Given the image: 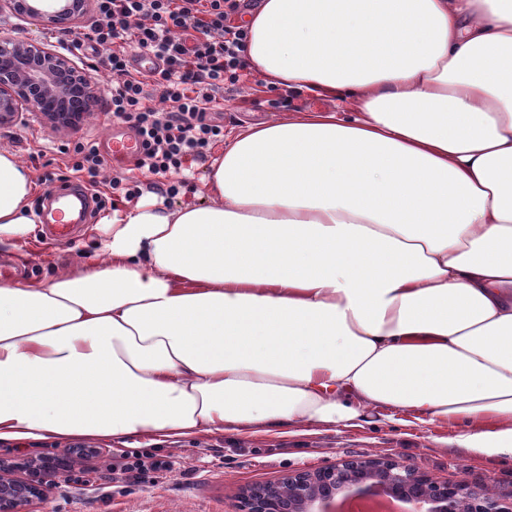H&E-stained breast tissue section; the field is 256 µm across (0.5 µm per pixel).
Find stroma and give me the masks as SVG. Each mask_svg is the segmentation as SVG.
Masks as SVG:
<instances>
[{"label":"stroma","instance_id":"35a3bbf8","mask_svg":"<svg viewBox=\"0 0 512 512\" xmlns=\"http://www.w3.org/2000/svg\"><path fill=\"white\" fill-rule=\"evenodd\" d=\"M50 23L0 11V38L37 41L62 50ZM334 101L301 91L283 92L265 83L247 81L225 92L224 104L213 112L225 133L287 118L294 112L335 109ZM112 127L102 108H95L75 131L61 133L42 117L23 111L17 121L0 128V149L13 152L35 178V197L52 187L48 174H66L68 157L61 143L80 138L103 139ZM53 158L52 168L42 165ZM102 215L88 227L76 228L51 244L31 226L18 246H0V265L8 281H44L59 273H74L90 263L102 234ZM447 427L423 424L411 415L376 425L336 429H282L254 436L212 433L186 439L136 435L120 441L59 438L1 441L0 460L19 461L60 456L70 449H94V456L74 458L60 473L46 479L44 498L21 512H237L243 488L277 481L282 475L319 468L350 458L389 457L439 481L466 479L487 487L503 502L512 501V463L471 455ZM146 461L144 471L113 475L121 453Z\"/></svg>","mask_w":512,"mask_h":512}]
</instances>
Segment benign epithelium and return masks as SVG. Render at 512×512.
<instances>
[{"label": "benign epithelium", "instance_id": "obj_1", "mask_svg": "<svg viewBox=\"0 0 512 512\" xmlns=\"http://www.w3.org/2000/svg\"><path fill=\"white\" fill-rule=\"evenodd\" d=\"M90 0H0L22 16L67 27L83 16ZM98 85L64 55L41 43L0 41V124L16 121L27 108L58 131L78 129L98 103ZM0 464V512H19L43 498L39 482L14 479ZM371 504L389 499L406 512H512L486 490L467 481H436L388 457L344 460L315 470H298L282 479L249 486L240 493L239 512H324L353 499Z\"/></svg>", "mask_w": 512, "mask_h": 512}]
</instances>
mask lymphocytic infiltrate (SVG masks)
<instances>
[{"label":"lymphocytic infiltrate","mask_w":512,"mask_h":512,"mask_svg":"<svg viewBox=\"0 0 512 512\" xmlns=\"http://www.w3.org/2000/svg\"><path fill=\"white\" fill-rule=\"evenodd\" d=\"M95 21L76 34L75 49H103L112 77L106 110L141 139L135 166L161 197L177 195L172 175L203 160L224 138L211 113L225 85L248 77L242 51L248 36L235 17L240 0H94ZM153 55L144 74L133 52Z\"/></svg>","instance_id":"1"}]
</instances>
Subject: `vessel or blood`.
<instances>
[{
    "label": "vessel or blood",
    "mask_w": 512,
    "mask_h": 512,
    "mask_svg": "<svg viewBox=\"0 0 512 512\" xmlns=\"http://www.w3.org/2000/svg\"><path fill=\"white\" fill-rule=\"evenodd\" d=\"M102 153L113 167L124 166L138 156L137 140L115 129L100 143ZM95 203L93 195L82 185H59L49 193V203L41 213L42 229L46 235L65 238L73 225L91 223Z\"/></svg>",
    "instance_id": "obj_1"
}]
</instances>
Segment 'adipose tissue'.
Segmentation results:
<instances>
[{"label": "adipose tissue", "mask_w": 512, "mask_h": 512, "mask_svg": "<svg viewBox=\"0 0 512 512\" xmlns=\"http://www.w3.org/2000/svg\"><path fill=\"white\" fill-rule=\"evenodd\" d=\"M244 58L340 110L253 125L205 202L0 282V440L257 435L403 411L512 460V0H261ZM0 150V245L35 216Z\"/></svg>", "instance_id": "ef3b65f1"}]
</instances>
